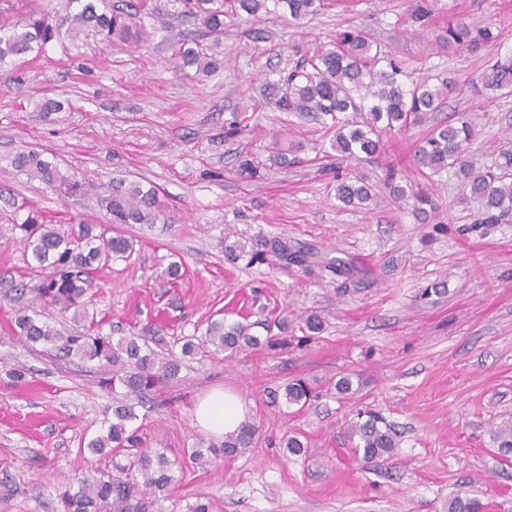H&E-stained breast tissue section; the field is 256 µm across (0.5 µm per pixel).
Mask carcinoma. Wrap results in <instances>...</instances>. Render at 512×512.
I'll list each match as a JSON object with an SVG mask.
<instances>
[{
  "label": "carcinoma",
  "instance_id": "obj_1",
  "mask_svg": "<svg viewBox=\"0 0 512 512\" xmlns=\"http://www.w3.org/2000/svg\"><path fill=\"white\" fill-rule=\"evenodd\" d=\"M182 13L202 26L211 37L208 45L179 49L176 66L184 71L211 73L219 68L218 48L224 37V18L259 12L282 14L294 25H302L317 15L325 0H180ZM430 0H412L410 19L424 28L431 18ZM140 0H123L98 9L93 0H65L60 17L30 11L23 21L10 23L0 11V30L12 26L10 34L0 35V64L11 57L39 56L45 46L66 35L77 38L92 32L108 42L126 40L132 35L133 20L143 10ZM501 32L496 24L459 21L448 25V49L476 53L498 41ZM268 96L281 112L300 117L321 119L334 130L330 148L336 159L358 164L378 160L385 152V134L405 131L428 112L436 111L447 85L434 86L427 81L407 83V74L396 58L382 55L373 48L369 35L361 28L336 34V46L316 49L302 66L266 83ZM473 94L486 99L512 96V52L500 54L487 62L473 84ZM476 130L466 114L435 127L417 145L415 163L421 171L436 175L453 174L463 188L462 203L475 206L471 229H484L493 224L512 223V138L507 137L494 152L491 163L477 157ZM11 167L43 184L57 188L68 176L54 163L34 149L20 148L10 159ZM383 184L399 206H412L413 212L426 221L438 209L434 194L427 188L402 182L398 173L387 168ZM376 196L375 185L367 175L356 173L336 180V198L344 206L361 207ZM97 206L106 211L109 223L98 232L83 225L74 230L65 224H46L32 211L13 228L21 232L25 249L36 267L47 275L36 282L15 286L20 293H30L43 309L73 311V321L82 330L60 331L42 315L21 308L11 323L14 333L29 344H51L58 357L77 356L97 361L112 368V376L101 380V386L112 390V418L107 427L89 439L88 451L111 458L112 469H92L64 477L59 493L61 512H100L112 501L128 502L140 492L154 501L168 498L174 482L175 462L158 450L143 446L131 423L139 419L132 398H147L161 382L175 378L180 361L152 350L142 336L112 337L102 332V320L89 310L92 300L85 299L95 286V275L128 259L134 252L132 239L112 232L114 224H157L165 221V208L155 188H143L136 182L121 180L95 195ZM268 252L294 263L304 261V253L293 250L277 238L252 245L235 241L224 245V256L235 261L249 255V262L262 259ZM288 328L286 319H265L252 324L224 321L210 322L203 336H189L182 346L184 356L207 358L219 352L231 355L272 344V327ZM259 327L265 337L251 333ZM313 391L303 380L284 387L283 394H273V402L284 399L290 406L304 407ZM258 431L250 419L241 422L237 433L221 441H199L189 455L193 464L231 455L248 448ZM350 436L358 437L356 450L366 460L377 461L390 456L397 447V433L383 416L372 413L350 428ZM484 504L466 494L456 495L448 504V512H483Z\"/></svg>",
  "mask_w": 512,
  "mask_h": 512
}]
</instances>
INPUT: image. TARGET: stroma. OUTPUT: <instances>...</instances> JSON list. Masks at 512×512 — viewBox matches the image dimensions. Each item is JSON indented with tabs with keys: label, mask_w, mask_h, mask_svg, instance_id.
I'll return each mask as SVG.
<instances>
[{
	"label": "stroma",
	"mask_w": 512,
	"mask_h": 512,
	"mask_svg": "<svg viewBox=\"0 0 512 512\" xmlns=\"http://www.w3.org/2000/svg\"><path fill=\"white\" fill-rule=\"evenodd\" d=\"M410 3L335 0L300 28L275 14L226 20L224 65L205 76L173 64L178 43L200 34L194 20L181 15L179 0H148L143 39L65 37L37 59L0 66V281L38 278L12 220L36 210L52 224L105 223L92 191L126 179L154 185L169 221L120 225L134 252L97 281L104 333L139 334L176 354L182 337L203 335L215 319L288 320L281 344L185 360L177 380L150 393L155 407L137 420L138 434L184 463L163 512L196 502L209 512H448L460 493L479 498L483 512H512V463L499 457L496 439L512 425V224L469 231L471 208L445 173L432 184L440 208L428 222L384 195L365 210L342 208L330 134L265 104L266 79L360 27L412 78L453 82L439 111L365 165L372 180L391 164L422 183L415 141L459 112L470 113L492 155L512 134V98L489 103L469 87L512 48V0H434L422 32ZM457 20H492L502 35L476 53H452L443 36ZM48 98L62 101V111H39ZM234 120L242 132L225 136ZM276 139L303 148L294 161L267 165ZM24 146L57 163L68 186L51 190L15 172L8 158ZM246 157L259 162L256 177L240 175ZM228 234L280 238L303 247L307 261H228ZM331 258L354 274L324 270ZM175 261L182 276L173 282L166 270ZM16 308L0 298V512H60V476L110 466L81 451L112 403L99 386L108 371L26 347L11 330ZM311 314L323 322L313 336L304 327ZM17 364L31 369L21 382L8 375ZM343 377L352 382L346 394L336 389ZM294 378L318 398L300 409L271 404ZM216 387L244 399L258 433L216 464L187 463L205 436L193 407ZM365 412L380 413L399 434L378 464L355 454L349 434ZM290 435L304 444L299 454L283 444Z\"/></svg>",
	"instance_id": "stroma-1"
}]
</instances>
